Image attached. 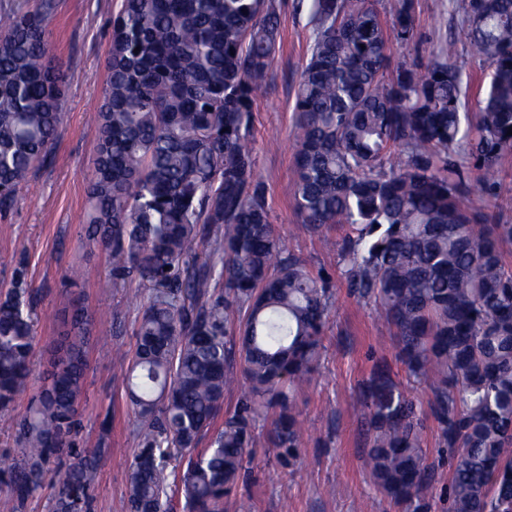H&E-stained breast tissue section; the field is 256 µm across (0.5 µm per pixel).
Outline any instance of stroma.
Returning <instances> with one entry per match:
<instances>
[{
	"label": "stroma",
	"instance_id": "obj_1",
	"mask_svg": "<svg viewBox=\"0 0 512 512\" xmlns=\"http://www.w3.org/2000/svg\"><path fill=\"white\" fill-rule=\"evenodd\" d=\"M49 44L75 78L67 87L64 122L49 162L24 188L13 210L0 216V299L16 279H24L34 298L33 360L44 374L58 329L73 304L95 318L86 349L85 396L77 442L107 450L91 490L92 512H127L130 462L138 446V423L115 365L117 353H133L134 330L149 291L131 283H112L106 251L87 249L79 217L83 211L97 142L95 112L102 102L112 19L120 0H56ZM462 0H415L414 42L390 49L393 60L423 62L430 45L448 40L470 81V104L482 99L484 70L466 52ZM307 10L283 0L280 40L266 82L256 101L253 155L267 188L270 220L288 249L312 271L331 277V305L324 350L296 394L305 429L300 457L290 462L269 442V422L257 426L258 446L245 476L225 501L226 512H402L370 479V435L353 404L369 379L385 372L401 385L425 416L424 448L433 466L423 493L430 512H448L451 470L438 423L429 415L430 394L409 378L389 340L378 309L357 300L337 270L344 231H308L293 207L294 97L312 45ZM497 197L473 195L470 206L501 224H512V156L502 160ZM80 268V283L66 274Z\"/></svg>",
	"mask_w": 512,
	"mask_h": 512
}]
</instances>
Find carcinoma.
I'll use <instances>...</instances> for the list:
<instances>
[{
	"mask_svg": "<svg viewBox=\"0 0 512 512\" xmlns=\"http://www.w3.org/2000/svg\"><path fill=\"white\" fill-rule=\"evenodd\" d=\"M313 43L295 92L293 206L312 232L348 227L339 276L374 302L399 357L432 393L453 466L448 512H512V224L462 199L491 195L512 154V0H464L474 57L490 69L477 118L455 44L422 66L392 62L416 36L414 0L391 21L375 0H298ZM280 0H121L96 113L81 223L110 252L112 282L153 289L120 361L141 421L128 512H167V458L183 467L189 512H224L273 413L271 444L292 460L303 428L295 393L319 356L329 277L286 251L270 222L251 148L253 106L280 36ZM54 0L0 11V214L51 153L74 74L50 54ZM139 52H134L135 48ZM245 310L236 322L232 309ZM88 319L74 313L47 383L14 425L17 462L0 468V512H20L49 463L52 512H88L106 448H76ZM28 292L0 300V409L29 387ZM239 354L244 394L216 425ZM371 435L370 477L404 510L431 479L424 419L392 380L357 398ZM212 432L209 447L199 437Z\"/></svg>",
	"mask_w": 512,
	"mask_h": 512,
	"instance_id": "carcinoma-1",
	"label": "carcinoma"
}]
</instances>
